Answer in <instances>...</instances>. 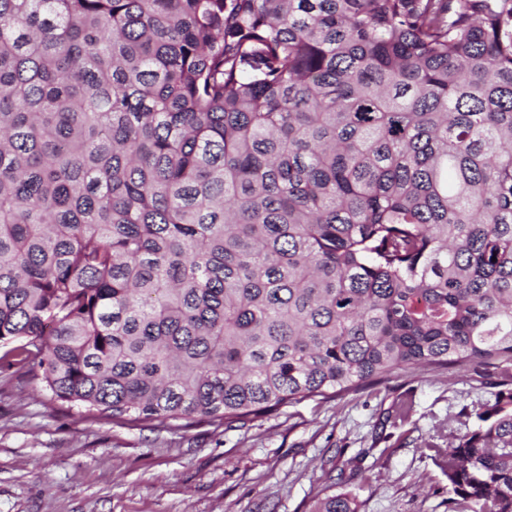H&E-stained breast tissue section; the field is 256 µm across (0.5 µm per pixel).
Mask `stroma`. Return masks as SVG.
I'll return each instance as SVG.
<instances>
[{"label": "stroma", "instance_id": "obj_1", "mask_svg": "<svg viewBox=\"0 0 512 512\" xmlns=\"http://www.w3.org/2000/svg\"><path fill=\"white\" fill-rule=\"evenodd\" d=\"M512 396L474 364L288 405L245 427L103 420L25 377L0 381V512H311L336 485L358 512H446L448 480L423 447ZM410 418L393 426L401 400Z\"/></svg>", "mask_w": 512, "mask_h": 512}]
</instances>
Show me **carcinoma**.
I'll use <instances>...</instances> for the list:
<instances>
[{"label": "carcinoma", "instance_id": "cac0c4a2", "mask_svg": "<svg viewBox=\"0 0 512 512\" xmlns=\"http://www.w3.org/2000/svg\"><path fill=\"white\" fill-rule=\"evenodd\" d=\"M511 361L512 0H0L1 375L231 427ZM477 418L448 512H512Z\"/></svg>", "mask_w": 512, "mask_h": 512}]
</instances>
